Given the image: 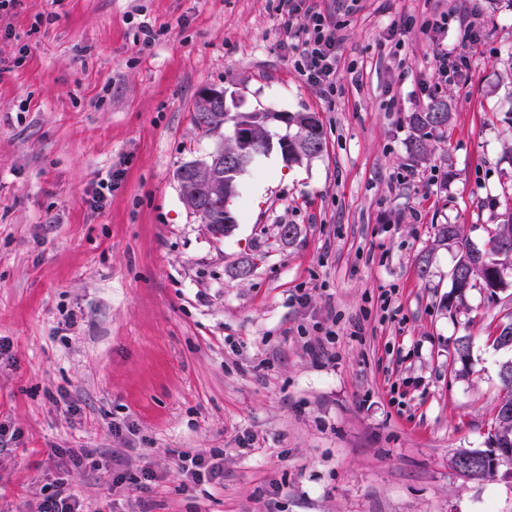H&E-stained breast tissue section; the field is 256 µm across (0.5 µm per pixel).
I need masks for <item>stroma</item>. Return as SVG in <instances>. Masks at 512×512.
Listing matches in <instances>:
<instances>
[{
  "instance_id": "obj_1",
  "label": "stroma",
  "mask_w": 512,
  "mask_h": 512,
  "mask_svg": "<svg viewBox=\"0 0 512 512\" xmlns=\"http://www.w3.org/2000/svg\"><path fill=\"white\" fill-rule=\"evenodd\" d=\"M477 2L469 43L420 29L453 0H320L339 40L329 99L295 71L276 0L0 12V512H37L62 480L87 512H267L275 485L280 512H512V463L481 480L451 465L494 433L512 350L488 335L512 321V269L449 308L456 252L435 243L458 224L484 246L512 208V0ZM446 48L466 57L451 79ZM205 88L242 111L317 113L326 142L299 165L256 155L225 236L176 178L222 143L193 121ZM435 96L453 119L417 162L409 118ZM245 432L258 448L238 446ZM182 451L222 454L223 481L184 494ZM146 463L147 490L110 493L113 472Z\"/></svg>"
}]
</instances>
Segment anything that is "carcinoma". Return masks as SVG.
I'll return each instance as SVG.
<instances>
[{
    "instance_id": "1",
    "label": "carcinoma",
    "mask_w": 512,
    "mask_h": 512,
    "mask_svg": "<svg viewBox=\"0 0 512 512\" xmlns=\"http://www.w3.org/2000/svg\"><path fill=\"white\" fill-rule=\"evenodd\" d=\"M441 100L435 99L428 104L423 112H414L411 116L415 136L411 141V155L421 158L427 151V141L438 136L448 127L452 119L451 112L437 115L436 108ZM277 112H231L224 115V101L217 98L210 101L198 100L195 113V124L209 134H215L224 127L234 129L237 125H248L255 128L258 135L266 142H276L279 150H288V163H300L323 151L325 145L323 126L313 112H294L288 114V127L292 132L273 138L269 130L272 123L278 121ZM244 169L228 174L224 168H213V180L224 185V194L214 196L210 187L204 182L188 181L178 176L183 203L186 206L203 207L200 217L209 225L210 231L216 235H228L234 224V215L224 216L225 201L233 200L237 194L238 177ZM435 242L437 245H454L458 248L455 266L466 268L484 260L496 267L512 264V210L502 214V223L497 225L488 239L487 247L480 249L461 237V228L457 224H440L437 227ZM481 286L494 294L503 287V280H494L476 276L469 283L452 280V293L448 298V306L462 299L465 292ZM503 396L496 407V429L489 447L486 449H469L467 453L481 456L490 452V447L512 448V360L503 363L500 371Z\"/></svg>"
}]
</instances>
